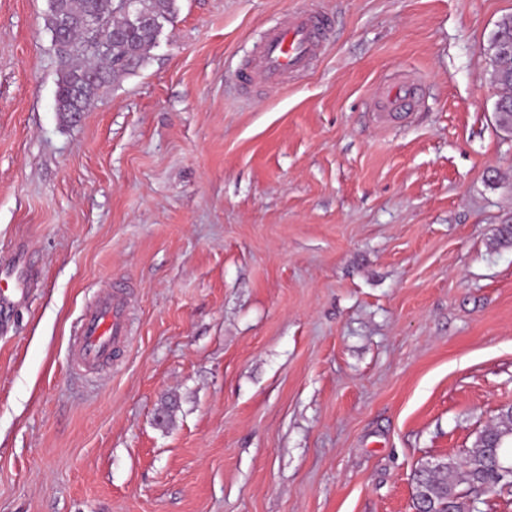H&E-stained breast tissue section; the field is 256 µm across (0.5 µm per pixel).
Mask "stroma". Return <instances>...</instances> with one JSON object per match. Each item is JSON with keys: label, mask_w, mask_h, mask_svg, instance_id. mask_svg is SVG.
I'll list each match as a JSON object with an SVG mask.
<instances>
[{"label": "stroma", "mask_w": 512, "mask_h": 512, "mask_svg": "<svg viewBox=\"0 0 512 512\" xmlns=\"http://www.w3.org/2000/svg\"><path fill=\"white\" fill-rule=\"evenodd\" d=\"M49 0H0V512H416L512 405V0H175L77 121ZM318 8L319 60L243 69ZM412 76L393 125L376 96ZM125 342L76 367L108 284ZM167 421H160V414ZM498 40L512 42V15L503 17L497 24L491 38L492 82L503 94L495 103L498 124L504 130L512 131V53L500 56Z\"/></svg>", "instance_id": "stroma-1"}]
</instances>
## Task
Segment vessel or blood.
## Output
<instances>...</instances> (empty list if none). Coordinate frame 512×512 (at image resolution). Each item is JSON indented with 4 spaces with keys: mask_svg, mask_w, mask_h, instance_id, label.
Returning <instances> with one entry per match:
<instances>
[{
    "mask_svg": "<svg viewBox=\"0 0 512 512\" xmlns=\"http://www.w3.org/2000/svg\"><path fill=\"white\" fill-rule=\"evenodd\" d=\"M329 20L316 10L289 15L265 36L251 68L265 84L277 86L304 72L322 51V36ZM416 105L414 86L396 83L381 96L378 109L386 119L406 118ZM126 304L111 291H104L92 309L82 314L73 347L76 363L83 368L108 360L113 346L125 335Z\"/></svg>",
    "mask_w": 512,
    "mask_h": 512,
    "instance_id": "obj_1",
    "label": "vessel or blood"
}]
</instances>
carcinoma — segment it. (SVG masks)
Segmentation results:
<instances>
[{
	"label": "carcinoma",
	"instance_id": "1",
	"mask_svg": "<svg viewBox=\"0 0 512 512\" xmlns=\"http://www.w3.org/2000/svg\"><path fill=\"white\" fill-rule=\"evenodd\" d=\"M173 0H137L131 14L116 13L111 0H50L47 29L55 45L67 46L56 91V111L73 119L86 111L98 91L145 60L163 22L171 19ZM101 20V32L114 38L112 53L95 60L86 52L85 19ZM512 42V15L503 17L491 38L492 82L503 94L495 103L498 124L512 131V54H499L498 41ZM512 438V406L499 413V422L485 429L460 461L452 458L416 471L415 500L418 512H480L479 494H494L501 486L505 461L500 454ZM464 470L468 489H459L453 476Z\"/></svg>",
	"mask_w": 512,
	"mask_h": 512
}]
</instances>
